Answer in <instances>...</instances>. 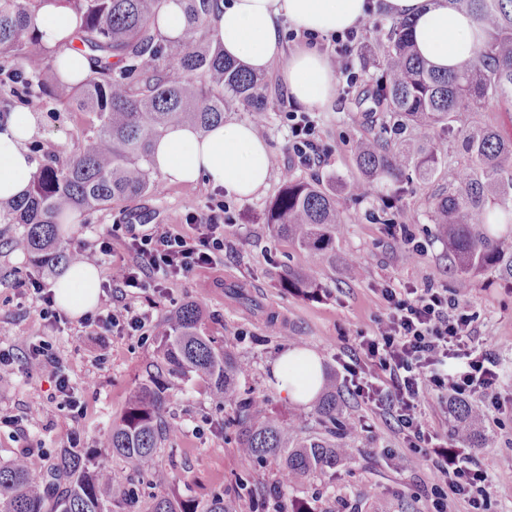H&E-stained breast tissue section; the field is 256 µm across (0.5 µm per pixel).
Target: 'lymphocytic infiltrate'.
Returning a JSON list of instances; mask_svg holds the SVG:
<instances>
[{
	"mask_svg": "<svg viewBox=\"0 0 512 512\" xmlns=\"http://www.w3.org/2000/svg\"><path fill=\"white\" fill-rule=\"evenodd\" d=\"M362 45L360 30L352 28L332 36L326 54L336 76L351 87L360 79L354 56ZM285 120L290 160L305 168L324 163L328 148L311 113L291 110ZM233 221L219 200L208 215L193 217L186 232L171 225L148 232L133 224L113 225V233L125 236L126 254L115 257L111 235L99 238L98 250L111 257L112 272L103 285L107 303L85 317L86 332H143L148 315L132 305L133 289H157L162 280L179 279L211 265L223 255L224 227ZM379 298L371 328L361 333L350 362L343 365L352 390L365 405L394 419L415 465L436 471L438 480L430 489L426 512H448L452 496L467 502L471 512H489L487 466L448 447L422 420V404L432 393L449 392L463 400L488 396L498 410L512 407V397L500 394L503 375L494 349L477 340V314L445 287L386 286L380 288ZM20 359L27 370L54 378L61 409L74 417L82 414L84 405L49 346L29 344Z\"/></svg>",
	"mask_w": 512,
	"mask_h": 512,
	"instance_id": "obj_1",
	"label": "lymphocytic infiltrate"
}]
</instances>
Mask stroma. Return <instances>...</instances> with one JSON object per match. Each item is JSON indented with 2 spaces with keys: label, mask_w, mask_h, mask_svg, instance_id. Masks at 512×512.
Listing matches in <instances>:
<instances>
[{
  "label": "stroma",
  "mask_w": 512,
  "mask_h": 512,
  "mask_svg": "<svg viewBox=\"0 0 512 512\" xmlns=\"http://www.w3.org/2000/svg\"><path fill=\"white\" fill-rule=\"evenodd\" d=\"M361 75L358 88L337 82L331 105L312 114L331 153L321 167L293 166L288 158V126L285 112L295 104L276 72H268L267 118L262 135L271 160L266 188L249 199L225 196L224 205L235 218L226 230L223 258L215 265L181 279L165 282L162 294L140 293L139 309L150 321L141 336H119L103 330L86 335L79 319L57 326H42L40 304L17 294V282L36 275L29 254L0 246V353L15 356L32 338L49 345L68 369L86 410L71 420L55 399V382L46 374L15 367L0 378V414L23 415L28 404L41 406L38 418L26 424L31 441L56 454L68 431H76L82 447L91 449L96 462L108 465L120 482L133 481L135 499L112 512H151L156 497L174 498L190 512H206L220 495L234 498L237 512H252L253 497L276 490L290 512H424L435 480L432 470L411 462L394 420L371 410L350 392L342 368L360 331L368 329L376 310L377 288L427 282L454 285L448 249L433 222L435 196L448 186L447 173L422 180L409 173L406 191L389 212H382V185L356 201L338 194L345 221L331 247L313 255L276 235L265 214L278 194L287 172L302 178L335 179L349 183L359 178L354 155L357 141L370 133L371 100H359L358 91H372L377 70L371 60L354 62ZM86 124L52 99H44L37 113L38 146L34 162L62 161L75 152ZM154 191L135 202L115 205L63 225L71 252H83L101 277H109L110 260L95 248L99 235L116 224H182L189 214L202 215L215 189L169 184L155 174ZM391 223L410 225L425 242L424 252L409 255L394 249L388 239ZM363 265L353 275L347 258ZM310 271L315 285L301 291L286 287L287 272ZM461 304L479 316L480 337L492 344L505 374L502 394L512 393V281L493 273L474 279L470 288L458 291ZM193 300L206 314L203 331L222 340L226 351L246 367L236 382L234 395L213 391L193 378H170L165 419L173 431L157 450L159 466L170 471V484L159 486L133 464L106 448L104 441L125 411L129 393L146 383L150 365L159 363L158 338L169 319L184 302ZM303 347L321 359L323 375L335 378L344 397L342 413L354 431L336 438L337 447L350 456L336 468L335 476L318 472L302 479L281 480L274 461L259 463L244 457L233 433L223 430L232 416L235 399L260 397L269 410L285 419L296 417L292 442L327 438L326 428L314 413V404L300 405L279 393L271 383V369L285 350ZM471 405L482 412L481 435L486 440L475 457L489 469L491 512H512V421L503 420L487 398L474 396Z\"/></svg>",
  "instance_id": "1"
}]
</instances>
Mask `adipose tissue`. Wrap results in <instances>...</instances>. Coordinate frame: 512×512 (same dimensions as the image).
I'll return each mask as SVG.
<instances>
[{"label": "adipose tissue", "mask_w": 512, "mask_h": 512, "mask_svg": "<svg viewBox=\"0 0 512 512\" xmlns=\"http://www.w3.org/2000/svg\"><path fill=\"white\" fill-rule=\"evenodd\" d=\"M392 16L410 18L419 54L439 70L457 69L469 62L486 38L470 16L449 0H386ZM367 0H222L211 20L213 42L227 60L256 72L279 67L292 99L308 107L330 103L336 76L317 49L306 46L286 51L285 28L296 33L328 36L366 21ZM46 49H54L76 28V17L64 6L46 0L31 16ZM36 132L34 113L12 112L0 129V199L26 194L36 173L25 147ZM152 166L168 183H206L240 199L265 188L270 176L267 146L253 125L227 122L199 133L188 125L169 127L156 141ZM60 309L73 317L96 307L100 294L99 270L91 262L73 264L52 287ZM272 377L277 389L292 402L309 403L323 382L320 357L293 348L275 362Z\"/></svg>", "instance_id": "1"}]
</instances>
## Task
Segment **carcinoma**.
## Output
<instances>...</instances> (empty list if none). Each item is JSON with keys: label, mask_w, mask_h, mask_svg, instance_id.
<instances>
[{"label": "carcinoma", "mask_w": 512, "mask_h": 512, "mask_svg": "<svg viewBox=\"0 0 512 512\" xmlns=\"http://www.w3.org/2000/svg\"><path fill=\"white\" fill-rule=\"evenodd\" d=\"M44 0H0V76L20 85L29 98L49 97L87 117L88 132L78 151L58 165H45L28 195L0 202V224L12 232L6 244H19L46 276L76 261L57 226L68 216L87 215L112 204H125L155 187L151 154L170 126L188 124L207 132L224 122V112L240 109L249 119H266L267 81L236 62L227 61L213 46L209 23L220 0H183L187 28L183 38L168 40L155 28L162 0H57L78 18L65 47L86 55L89 76L69 86L59 79L57 51L45 49L30 13ZM468 11L487 39L474 59L455 72L441 73L418 56L412 22L395 21L378 44L382 63L376 79V102L382 113L375 134L358 141L356 165L361 178L342 186L307 181L290 173L271 203L265 223L302 248L320 252L332 245L336 225L344 223L337 193L361 197L360 189L381 183L390 189V206L403 192L410 169L423 179L442 164V150L430 132L451 136L458 113L491 101L512 106V0H452ZM423 131L411 146L391 144L402 127ZM467 168L448 182V192L434 204L435 221L448 243V260L457 275L456 287L494 272L512 280V135L486 125L470 130L462 141ZM203 308L190 301L173 315L159 340L161 362L168 374L196 377L230 394L246 370L211 336L200 331ZM167 380L156 375L129 396L127 409L106 438L112 453L169 482L154 466L163 441L161 422L167 407ZM448 410L458 421L457 432L471 448L482 447L473 426L477 411L453 398ZM321 423L343 424L331 381L316 407ZM265 403H239L227 426L242 454L257 461L281 462L288 480L312 472L334 470L349 449L320 442L290 448L288 430ZM134 482L112 484V470L100 464L91 470L87 453L60 449L56 461L33 472L21 459L0 466V512H104V504L135 498Z\"/></svg>", "instance_id": "1"}]
</instances>
